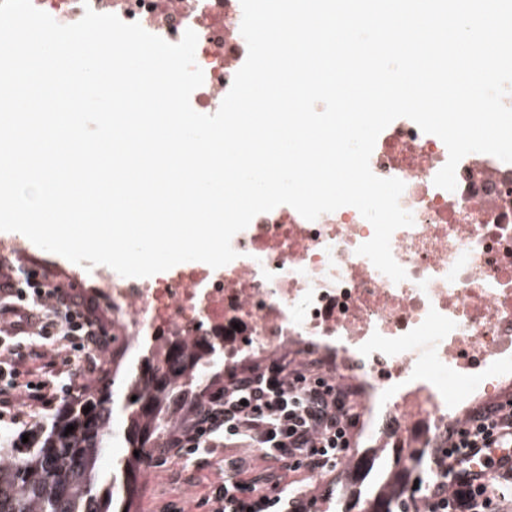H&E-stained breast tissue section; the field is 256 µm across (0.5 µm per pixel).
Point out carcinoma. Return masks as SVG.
Wrapping results in <instances>:
<instances>
[{
    "label": "carcinoma",
    "instance_id": "obj_1",
    "mask_svg": "<svg viewBox=\"0 0 512 512\" xmlns=\"http://www.w3.org/2000/svg\"><path fill=\"white\" fill-rule=\"evenodd\" d=\"M156 341L164 346V358L158 360L149 346L142 350L138 367L125 373V403L116 404L113 383L104 380L64 401L27 432L28 442H0V454L8 456L0 463V512H131L153 449L165 447L183 415L204 408L209 390L224 385L219 337ZM69 425L74 430L67 435ZM115 443L125 455L108 475L101 460ZM348 475L341 512H396L406 486L401 458L370 448L348 467Z\"/></svg>",
    "mask_w": 512,
    "mask_h": 512
}]
</instances>
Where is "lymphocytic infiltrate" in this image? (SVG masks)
Masks as SVG:
<instances>
[{
	"instance_id": "lymphocytic-infiltrate-1",
	"label": "lymphocytic infiltrate",
	"mask_w": 512,
	"mask_h": 512,
	"mask_svg": "<svg viewBox=\"0 0 512 512\" xmlns=\"http://www.w3.org/2000/svg\"><path fill=\"white\" fill-rule=\"evenodd\" d=\"M21 266L0 261V431L54 411L88 389L108 341L97 303L54 285L50 271L18 285ZM349 390L273 361L228 370L224 402L193 411L155 460L214 470L205 512H316L306 482L335 472L354 442ZM479 457L487 481L468 476ZM512 501V400L476 412L435 449L432 477L413 512H503Z\"/></svg>"
}]
</instances>
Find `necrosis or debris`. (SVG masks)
I'll return each instance as SVG.
<instances>
[{"instance_id":"obj_1","label":"necrosis or debris","mask_w":512,"mask_h":512,"mask_svg":"<svg viewBox=\"0 0 512 512\" xmlns=\"http://www.w3.org/2000/svg\"><path fill=\"white\" fill-rule=\"evenodd\" d=\"M57 22L85 8L137 22L168 42L186 29L204 83L190 97L215 113L247 58L240 0H33ZM443 141L407 118L390 123L370 157L372 172L404 182L401 207L414 223L391 236L406 272L393 282L358 255L374 229L344 206L304 219L281 205L254 217L232 239L235 260L214 269L189 261L151 281L111 269L74 266L73 286L90 275L112 312V332L127 352L154 337L192 339L234 331L225 357L247 362L289 352L317 363L335 384L362 393L376 446L403 435L439 447L448 427L512 391V163L483 154L462 158L457 187L433 179L445 165Z\"/></svg>"}]
</instances>
